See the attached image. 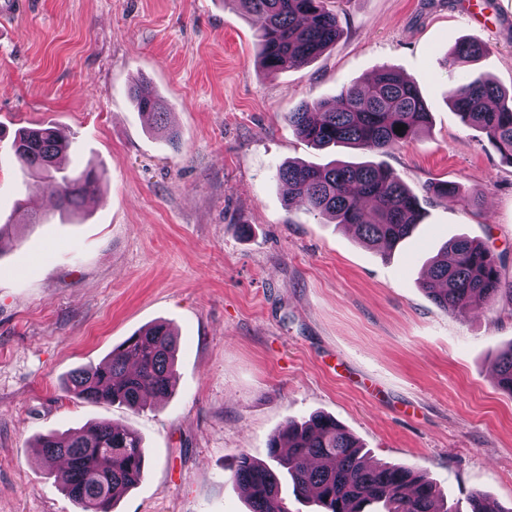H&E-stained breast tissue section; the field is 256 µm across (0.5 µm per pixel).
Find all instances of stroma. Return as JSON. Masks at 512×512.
I'll use <instances>...</instances> for the list:
<instances>
[{
    "instance_id": "35a3bbf8",
    "label": "stroma",
    "mask_w": 512,
    "mask_h": 512,
    "mask_svg": "<svg viewBox=\"0 0 512 512\" xmlns=\"http://www.w3.org/2000/svg\"><path fill=\"white\" fill-rule=\"evenodd\" d=\"M343 0L336 44L266 73L260 19L234 0H30L0 31V126L52 123L67 169L104 174L67 215L0 141V512H76L33 444L110 419L142 436L145 476L115 512H249L240 453L269 460L288 421L322 412L374 463L434 481L450 512L486 493L512 507V396L494 365L512 296L450 313L422 291L455 236L491 248L512 280V165L450 106L449 49L478 40L469 76L512 88V0ZM388 66L418 85L428 128L387 154L319 150L289 126ZM142 80L180 134L170 144L128 95ZM340 159L392 168L424 219L391 254L285 202L276 171ZM456 184L436 203L426 188ZM476 197L480 206H469ZM34 225H8L17 202ZM165 321L178 338L171 396L138 411L72 398L76 369Z\"/></svg>"
}]
</instances>
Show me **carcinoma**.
I'll return each instance as SVG.
<instances>
[{"mask_svg": "<svg viewBox=\"0 0 512 512\" xmlns=\"http://www.w3.org/2000/svg\"><path fill=\"white\" fill-rule=\"evenodd\" d=\"M262 19L256 35L263 70L275 72L302 64L336 43L340 35L335 0H237ZM487 52L475 41H461L448 53L454 74L458 62H474ZM139 111L170 140L166 105L148 87L130 88ZM448 100L461 120L480 129L503 159L512 165V91L487 79L455 74ZM288 124L318 147L351 146L389 153L412 141L428 126L430 112L416 86L393 68H380L370 82L340 88L338 103L301 104L288 113ZM404 126L399 131L397 127ZM71 141L51 125L14 133V155L30 175L44 179L60 208L77 212L98 192L102 174L93 168L78 173L60 165ZM288 187L286 202L353 228L367 247L391 251L412 235L423 217L420 198L397 173L380 164L332 161L324 165L290 163L277 170ZM442 204L461 200L455 185L432 188ZM422 287L448 312L491 301L512 284L503 281L498 258L482 242L458 236L448 240L432 260ZM176 337L166 323L148 326L114 347L107 360L73 371L66 390L87 401H107L137 410L144 396L161 399L172 393ZM500 389L512 395V344L496 363ZM34 447L52 468H65L63 491L77 512H112L114 502L140 483L146 450L139 434L102 419L77 433L47 434ZM273 469L242 453L231 471L248 491L250 512H288L282 483L296 496L311 492L321 512H448L436 485L399 463L372 465L360 442L335 418L315 414L289 421L269 444ZM470 512H512L493 497L476 493Z\"/></svg>", "mask_w": 512, "mask_h": 512, "instance_id": "1", "label": "carcinoma"}]
</instances>
